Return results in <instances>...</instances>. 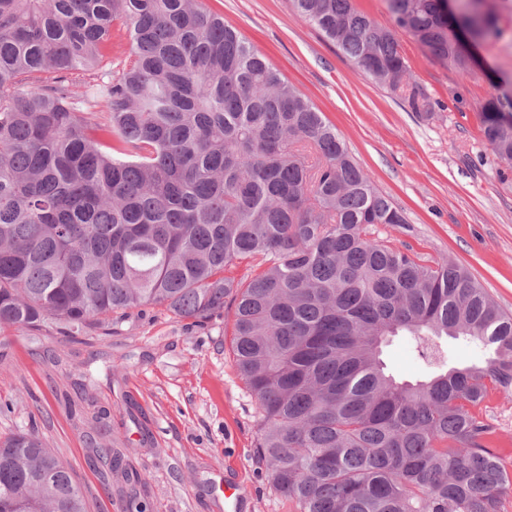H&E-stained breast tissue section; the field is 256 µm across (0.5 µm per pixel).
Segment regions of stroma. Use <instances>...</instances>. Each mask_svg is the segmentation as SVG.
<instances>
[{"label":"stroma","instance_id":"stroma-1","mask_svg":"<svg viewBox=\"0 0 512 512\" xmlns=\"http://www.w3.org/2000/svg\"><path fill=\"white\" fill-rule=\"evenodd\" d=\"M507 32L475 50L464 76L398 32L412 80L434 104L416 112L367 77L290 0H207L336 127L374 184L403 210L376 236L425 259H455L512 312V165L481 131L490 97L512 96V0H492ZM223 318L204 326L161 306L71 338L53 322L0 328V438L35 431L72 470L89 512H292L254 457L255 404ZM107 410L100 426L81 410ZM493 444L512 448V395L483 405ZM121 453L139 483L112 481L94 448ZM240 499H224V484Z\"/></svg>","mask_w":512,"mask_h":512}]
</instances>
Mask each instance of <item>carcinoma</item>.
Listing matches in <instances>:
<instances>
[{
    "mask_svg": "<svg viewBox=\"0 0 512 512\" xmlns=\"http://www.w3.org/2000/svg\"><path fill=\"white\" fill-rule=\"evenodd\" d=\"M417 112L396 33L353 0H291ZM387 0L462 74L453 36H503L493 6ZM512 162V104L480 107ZM406 223L335 127L205 0H0V324L70 336L161 305L232 321L258 410L254 456L294 512H504L509 450L481 413L512 392V315L463 266L371 237ZM255 274L236 279V263ZM404 336L426 371L399 381ZM481 356L456 364L448 340ZM88 512L34 434L0 439V512Z\"/></svg>",
    "mask_w": 512,
    "mask_h": 512,
    "instance_id": "carcinoma-1",
    "label": "carcinoma"
}]
</instances>
